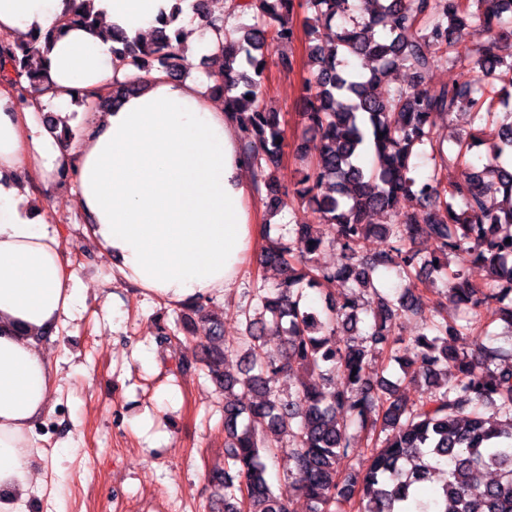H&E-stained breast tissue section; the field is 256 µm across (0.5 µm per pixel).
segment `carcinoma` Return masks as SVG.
Here are the masks:
<instances>
[{"label":"carcinoma","mask_w":512,"mask_h":512,"mask_svg":"<svg viewBox=\"0 0 512 512\" xmlns=\"http://www.w3.org/2000/svg\"><path fill=\"white\" fill-rule=\"evenodd\" d=\"M216 34L224 16L210 12L209 0H190ZM235 8L253 20L238 26L240 37L222 46L224 71L242 57L236 76L207 73L212 92L224 94L243 132L244 164L268 170L265 204L286 205L275 189L284 139L280 113L264 104V48L272 38L296 39L297 10L306 13L309 76L303 83L305 129L319 145L296 147L300 162L294 199L312 207L317 224H293L288 237L264 234L257 264L283 275L274 289L258 288L255 306L240 311L243 336L224 338V320L205 301L181 305L174 327L161 341L194 335L197 321L209 324L200 364L224 395V467L212 472L224 512H292L293 494H302L310 512H512V0H237ZM171 16L161 21L154 40L132 50L114 30L112 53L119 65L138 74L95 92L80 105L108 110L141 90L155 70L184 74L183 57L171 45L178 32ZM336 27L324 46L321 29ZM493 36L488 44H466L471 28ZM61 30L29 42L0 39V80L25 92L48 82L45 54ZM460 70V77L430 88L426 75L437 59ZM410 73L407 84L390 86L396 69ZM468 112L479 127L493 126L486 141V163L469 158L474 143L457 139L444 149L438 119ZM430 152L432 173L413 175V160ZM462 168L450 180L448 166ZM494 192H489V189ZM403 214L397 224H374L371 216ZM372 236L388 249L362 254ZM428 243L424 252L419 245ZM339 246L343 262L322 266L315 255ZM457 268L450 269V264ZM468 264L486 269L481 285L465 276ZM392 268L406 284L393 294L376 286L375 273ZM337 284L348 289L336 302L317 309L298 285ZM434 288L458 310L448 318L434 307L429 332L397 356V321L424 311L420 286ZM501 304L505 331L475 332L472 319L490 303ZM280 338V349L266 348V336ZM475 337V350L459 352L452 342ZM239 368H224L229 354ZM385 353L405 375L426 385L421 399L373 380L367 358ZM296 378L282 394L274 385ZM251 395L241 402L235 389ZM350 418L346 424L337 415ZM365 433L371 462L359 481L339 479L336 461L349 455L353 434ZM288 441V488L276 493L266 479L265 459ZM490 470L495 479L480 482ZM443 483L427 489L432 474Z\"/></svg>","instance_id":"1"}]
</instances>
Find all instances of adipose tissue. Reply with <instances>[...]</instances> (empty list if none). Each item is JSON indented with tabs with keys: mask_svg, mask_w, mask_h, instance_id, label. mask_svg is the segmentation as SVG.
<instances>
[{
	"mask_svg": "<svg viewBox=\"0 0 512 512\" xmlns=\"http://www.w3.org/2000/svg\"><path fill=\"white\" fill-rule=\"evenodd\" d=\"M92 6L102 28L123 31L135 45L173 15L183 46L209 47L202 19L176 0ZM83 7V0H0V33L27 39ZM111 47L98 33L72 29L46 56L49 88L38 98L19 103L0 83V512H29L44 459L31 431L50 410L60 368L39 340L84 301L59 236L8 174L45 178L74 169L90 236L123 281L171 305L224 293L263 232L247 209L239 127L199 83L155 71L147 90L89 113L82 139L66 143L48 131L46 104L65 117L75 97L125 78Z\"/></svg>",
	"mask_w": 512,
	"mask_h": 512,
	"instance_id": "adipose-tissue-1",
	"label": "adipose tissue"
}]
</instances>
